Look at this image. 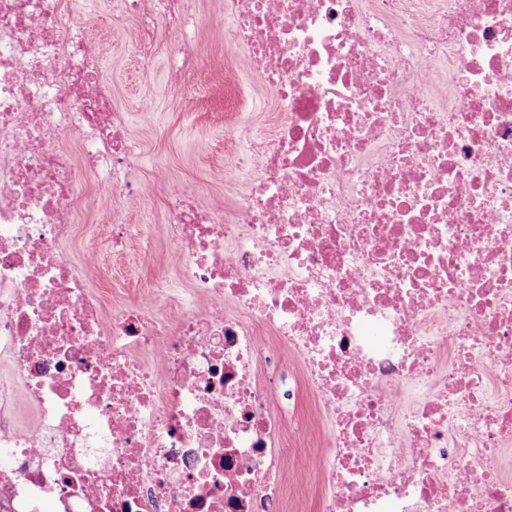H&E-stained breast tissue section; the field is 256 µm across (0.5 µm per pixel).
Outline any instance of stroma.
<instances>
[{"mask_svg": "<svg viewBox=\"0 0 512 512\" xmlns=\"http://www.w3.org/2000/svg\"><path fill=\"white\" fill-rule=\"evenodd\" d=\"M77 7L100 48L112 100L139 145L138 178L197 186L220 214L231 215L238 194L246 191L255 171L250 142L225 143L224 125L237 123L257 137H267L277 129L279 106L270 89L250 71L244 50L231 47L233 19L224 12V0H198L185 34L159 29L152 78L147 82L140 76L134 53L135 21L110 17L102 0H79ZM215 26L222 28V40H211L209 31ZM185 35L202 42L204 58L213 64V71L175 78L174 54ZM178 80L191 86L190 94L175 93L173 85ZM146 99L151 100L152 111H142ZM228 161L241 176L233 190L225 188L218 175ZM167 225L157 201L146 198L132 205L127 214V241L105 254L101 272L91 283L94 292L117 305L136 292L164 283L175 293L159 313L167 318L176 314L188 288L179 281ZM109 234L105 216L85 212L76 218L68 248L74 258H82Z\"/></svg>", "mask_w": 512, "mask_h": 512, "instance_id": "1", "label": "stroma"}]
</instances>
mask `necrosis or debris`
<instances>
[{
    "label": "necrosis or debris",
    "instance_id": "necrosis-or-debris-1",
    "mask_svg": "<svg viewBox=\"0 0 512 512\" xmlns=\"http://www.w3.org/2000/svg\"><path fill=\"white\" fill-rule=\"evenodd\" d=\"M114 9L145 74L189 0ZM224 9L281 119L232 216L160 194L190 290L162 319L170 289L108 308L99 252L63 247L81 208L123 245L152 192L86 20L74 0H0V512H283L304 425L281 404L308 394L321 512H512V0ZM308 423L315 430L314 439L288 444V484H294L296 470L302 469L303 473L299 477H303L305 473L312 470L318 460L324 458L329 452L322 426L317 421Z\"/></svg>",
    "mask_w": 512,
    "mask_h": 512
}]
</instances>
